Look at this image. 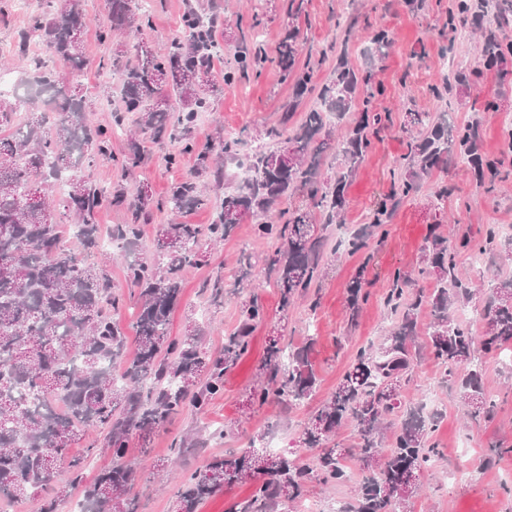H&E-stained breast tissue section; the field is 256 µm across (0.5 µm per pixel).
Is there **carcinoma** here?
Wrapping results in <instances>:
<instances>
[{
    "instance_id": "1",
    "label": "carcinoma",
    "mask_w": 512,
    "mask_h": 512,
    "mask_svg": "<svg viewBox=\"0 0 512 512\" xmlns=\"http://www.w3.org/2000/svg\"><path fill=\"white\" fill-rule=\"evenodd\" d=\"M110 29L138 34L144 12L139 0H108ZM289 0L288 17L277 55L268 59L259 42L237 56L235 65L218 80L214 56V18L190 6L183 17L185 35L157 52L136 44L137 64L122 68L116 62L123 109L112 113V128L125 129L126 113L139 114V136L127 134L129 149L124 167H136L143 158V143L181 142L193 149L188 135L198 114L210 111L211 97L221 86L233 84L236 74L260 71L267 63L278 68L283 82H291L295 98L316 95V103L294 121L296 104L282 112L281 128L271 131L278 146L248 159L250 180L224 197L209 224H184L176 220L158 230L153 257L136 253L139 221L153 209H167L173 216L205 207L210 196L200 179L213 176L223 187L219 160L237 154L239 138L218 136L197 154V170L171 184L166 196L154 198L151 189H136L132 222L112 226V240L125 253L126 275L138 288V315L133 325L136 352L127 359L126 336L112 312L124 304L112 292L106 266L88 262V253L100 243L96 216L104 203L100 189L78 175L96 158H111L110 139L94 128L83 99L59 81L36 58L28 59L31 77L22 83L25 95L0 100V127L10 129L0 138V500H23L44 493L41 512H57L71 484L84 469L85 460L70 455V448L91 429L107 431L112 467L102 471L85 488L83 505L88 512H138L130 492L137 480L128 462L129 438L145 436L170 423L184 410L204 411L224 390V377L248 355L250 337L266 319V308L253 294L241 304L237 329L224 337L222 353L213 355L201 342V329L189 324L179 338L169 335V320L182 292L185 267L197 262L205 242L230 237L247 219L255 221L258 238L274 245L267 261L268 274L279 290V309L288 314L299 299L320 287L327 260L322 232L342 223L347 207V187L356 167L371 147V135L383 117L375 106L371 76H361L343 55L328 81L315 82L319 62L298 65L304 38L299 24L301 6ZM41 15L30 33L19 36L18 54L26 55L29 34H34L70 70L85 67L82 34L86 27L77 0H42ZM471 0H459L457 12L448 13L446 26L453 32L468 16ZM497 31L512 27V0H496L487 16ZM379 58L391 45L386 30L372 39ZM41 99L47 111L57 114L53 126L26 120L15 124V115ZM339 121L354 115L340 139L333 138L328 115ZM447 111L408 113L416 131L402 155L398 184L387 201L373 209L369 222L342 241L350 255L364 259L347 284L351 322H356L365 272L374 258L371 239L388 223L399 202L416 194L420 181L457 157L474 170L479 186L489 190L501 178L507 155L487 159L479 152L477 125H448ZM66 192H56L60 180ZM281 203L276 220H268ZM323 217L321 228L312 224L311 210ZM75 215L70 226L64 219ZM74 228L81 252L63 245V235ZM459 251L508 256L506 240L489 224L480 236L462 231L454 239L430 228L423 245V266L417 277L434 278L436 288L426 293L415 287L411 275L396 270L383 298L392 320L387 342L357 349L353 363L336 388L308 419L298 437V447L315 452L306 460L268 452L255 445L226 450L201 468L184 473L174 492L173 512H200L222 491L249 485L247 496L228 512H275V507L300 501L309 484L324 487L343 484L348 478L347 452L332 443L337 430L349 424L354 431L353 456L360 463L362 479L357 498L338 503L336 512H393L406 506L418 489L414 479L431 469L440 450L433 440L439 417L424 418L416 409L402 411L401 391L409 384L417 353L411 349L418 336V316L427 308L431 322L425 331V348L443 367L445 379L458 384L459 396L473 421L490 420L497 400L487 393L481 372L468 365L475 359V336L453 317L456 307L472 295L470 282L459 270ZM256 279L251 256L244 255L235 273L234 286L247 287ZM484 324L480 346L486 354L512 352V278L495 279L492 294L481 313ZM269 338L257 368L256 383L247 394L246 407L277 403L287 408L316 392L318 377L312 361L315 340L300 347ZM123 368L120 376L114 370ZM390 436H385V433Z\"/></svg>"
}]
</instances>
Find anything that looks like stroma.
<instances>
[{
    "mask_svg": "<svg viewBox=\"0 0 512 512\" xmlns=\"http://www.w3.org/2000/svg\"><path fill=\"white\" fill-rule=\"evenodd\" d=\"M457 4L458 0H303V53L322 61L316 81L325 82L333 73L337 54L329 52L327 46L341 27H350L351 35L340 52L354 69L373 70L374 84L382 90L376 100L377 109L390 117L350 180L345 223L334 229L335 238L346 237L365 224L370 211L390 193L395 162L406 153L410 140L408 113H434L439 109L434 90L445 80L443 45H452L454 65L467 76L466 82L451 85L447 94L449 111L456 113L458 124L478 123L482 153L500 156L504 148L501 118L512 114V55L504 62L487 64L481 52L485 31L481 23L459 27L452 38L442 34L441 26ZM191 5L219 18L215 28V39L222 48L215 61L219 74L237 51L252 41H261L267 53H275L288 22V0H152L148 21L138 37L111 30V40L104 42L99 34L110 29L107 0H79L78 8L89 21L83 34L87 65L81 77L72 78L68 68L45 47L29 45L28 53L46 57L59 80L77 82L93 125L106 128L112 112L121 109L123 103L116 77L102 69V62L117 55L123 62H134V44L139 39L158 47L182 37L183 15ZM40 12V0H33L25 12L17 11L13 0H0V65L16 71L23 69L17 56L18 37ZM255 13L263 19L256 30L250 27ZM379 28L388 31L392 46L385 58L376 60L371 57L370 48L373 33ZM292 96L291 86L282 83L273 68L249 73L234 87L218 94L213 111L201 113L190 134L192 152L180 153L175 143L149 142L142 162L126 173L121 162L127 152V137L122 134L111 139L112 159L95 160L83 173L108 196L116 187H125L131 193L142 183L155 196H163L172 183L195 167L196 150L217 135L242 137L240 152L244 155L271 147L267 132L278 126ZM174 152L179 153L180 161L168 164L167 156ZM439 183L448 185L450 195L444 207L438 209L431 205L430 194ZM508 222L512 223V175L487 193L476 187L471 171L461 163L452 162L435 171L424 181L420 193L402 201L392 220L376 232V257L367 274L370 297L353 327L348 324L346 285L362 262L360 256L342 252L335 255L319 288V306L314 311L304 301L294 304L288 313H280L273 279L266 272H259L262 286L258 295L268 317L254 330L249 354L225 377L223 393L205 412L184 411L148 442L131 438L129 446L138 468L132 494L138 512H171L173 470L157 467L156 462L170 458L171 441L176 436L194 433L207 439L204 447L190 449L179 458L177 469L182 471L196 469L226 450L247 448L252 438L263 432L278 439L280 449H291L310 414L334 390L356 350L370 342L381 343L390 330L391 319L382 298L395 270L414 272L420 267L421 246L430 225H441L443 231L453 235ZM247 243L258 258L271 250L269 241L254 238L248 220L239 224L223 244L202 246L199 261L182 273L181 298L171 314V336L183 335L187 322L193 320L203 331L204 347L214 354L223 350L225 336L239 325L240 306L247 294L228 288L223 300L215 303L205 286L219 278L230 279L240 250ZM457 262L472 283L474 297L467 306V325L477 334L481 331L479 312L490 295L489 284L496 278L512 277V261L492 258L481 273L469 270L467 253H460ZM108 270L113 292L125 299L116 321L128 336L127 348L132 351L136 348L132 325L138 312L133 288L125 277L123 259H114ZM275 333L294 347L303 345L307 338H315L319 377L316 393L289 409L271 403L244 413L243 404L256 367L269 337ZM482 368L483 382L497 395L499 408L492 421L468 424L463 420L456 386L440 381L441 366L425 352L416 361L402 401L411 407L421 406L424 387L435 384L442 404L436 433L441 457L434 470L421 475L409 512H512V496L504 493L505 487L512 486V369L499 366L497 356L491 354L483 356ZM220 429L225 432L224 438L211 439V432ZM493 447L499 453L491 462L487 456Z\"/></svg>",
    "mask_w": 512,
    "mask_h": 512,
    "instance_id": "obj_1",
    "label": "stroma"
}]
</instances>
